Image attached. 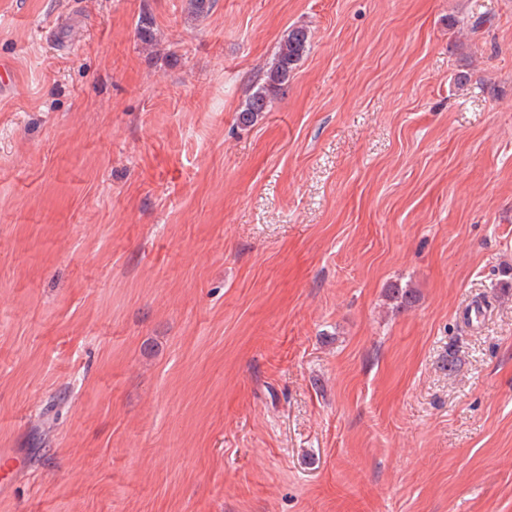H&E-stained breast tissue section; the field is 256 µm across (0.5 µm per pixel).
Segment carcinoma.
<instances>
[{
    "instance_id": "carcinoma-1",
    "label": "carcinoma",
    "mask_w": 512,
    "mask_h": 512,
    "mask_svg": "<svg viewBox=\"0 0 512 512\" xmlns=\"http://www.w3.org/2000/svg\"><path fill=\"white\" fill-rule=\"evenodd\" d=\"M309 47V33L303 27L288 30L279 43L271 66L263 78V83L252 92L240 113V121L244 124L253 122L262 112L266 111L270 102L282 92L288 82L290 73L296 68ZM390 296L396 300L397 307L408 308L416 302V295L410 288H390Z\"/></svg>"
}]
</instances>
